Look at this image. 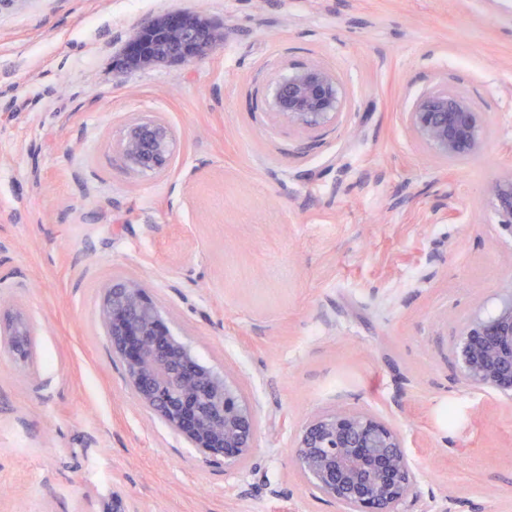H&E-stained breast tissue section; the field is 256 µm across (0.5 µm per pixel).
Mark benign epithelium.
I'll use <instances>...</instances> for the list:
<instances>
[{
	"mask_svg": "<svg viewBox=\"0 0 512 512\" xmlns=\"http://www.w3.org/2000/svg\"><path fill=\"white\" fill-rule=\"evenodd\" d=\"M224 42L200 14L155 16L136 31L121 55L119 69L134 71L166 64L187 65ZM277 122L312 134L339 121L348 101L337 75L319 65L290 67L272 87ZM415 142L442 162H463L482 152L490 122L472 101L447 86L414 101L405 117ZM176 133L160 116L129 118L117 142L128 171L136 176L166 173ZM498 224L512 230V171L487 189ZM100 321L112 354L126 367L140 402L153 410L194 448L227 465L253 450L258 421L226 375L200 363L174 335L146 285L114 278L105 286ZM0 335L31 336L27 321L4 311ZM452 352L463 380L476 390L512 394V290L496 313L464 323ZM299 470L311 487L342 512H404L419 484L420 471L397 426L369 412L341 409L311 417L294 441Z\"/></svg>",
	"mask_w": 512,
	"mask_h": 512,
	"instance_id": "1",
	"label": "benign epithelium"
}]
</instances>
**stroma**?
Here are the masks:
<instances>
[{
    "label": "stroma",
    "instance_id": "obj_1",
    "mask_svg": "<svg viewBox=\"0 0 512 512\" xmlns=\"http://www.w3.org/2000/svg\"><path fill=\"white\" fill-rule=\"evenodd\" d=\"M192 11L224 42L119 71L136 29ZM335 72L348 113L273 121L287 66ZM445 83L486 149L430 156L405 114ZM161 115L163 176L114 148ZM512 170V0H0V297L36 333L0 351V512H340L300 475L313 414L392 420L421 471L415 512H512V401L470 389L452 346L512 288V231L486 189ZM141 280L259 422L236 466L142 407L100 325L103 287Z\"/></svg>",
    "mask_w": 512,
    "mask_h": 512
}]
</instances>
